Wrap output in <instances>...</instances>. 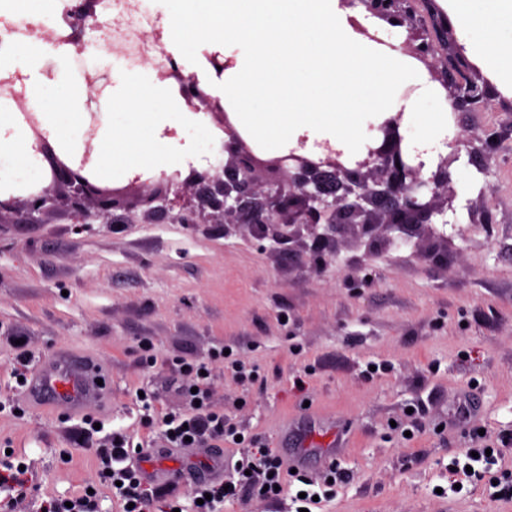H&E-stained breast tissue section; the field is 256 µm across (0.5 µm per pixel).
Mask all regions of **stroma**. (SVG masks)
<instances>
[{
  "label": "stroma",
  "instance_id": "35a3bbf8",
  "mask_svg": "<svg viewBox=\"0 0 512 512\" xmlns=\"http://www.w3.org/2000/svg\"><path fill=\"white\" fill-rule=\"evenodd\" d=\"M448 120L462 137L451 169L470 182L445 263L396 245L370 259L344 249L318 275L174 213H121L80 233L60 211L0 226V459L25 462L43 499L96 484L95 455L73 448L80 417L28 403L16 373L19 347L34 368L64 346L111 377L112 398L92 416L151 448L160 441L145 419L185 407L182 359L208 363L217 409L281 457L307 439L306 471L323 470L324 435L337 428L346 477L315 512H512L481 482L436 491L480 433L512 473V97L495 92ZM484 210L490 224L473 229L470 214ZM223 350L253 368L252 383L225 369ZM153 465L173 470L186 507L208 476L197 455Z\"/></svg>",
  "mask_w": 512,
  "mask_h": 512
}]
</instances>
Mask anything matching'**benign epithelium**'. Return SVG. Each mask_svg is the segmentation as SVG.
Returning <instances> with one entry per match:
<instances>
[{"instance_id": "obj_1", "label": "benign epithelium", "mask_w": 512, "mask_h": 512, "mask_svg": "<svg viewBox=\"0 0 512 512\" xmlns=\"http://www.w3.org/2000/svg\"><path fill=\"white\" fill-rule=\"evenodd\" d=\"M356 1L389 26H402L411 16L408 0H394L390 10L384 8L386 0H342L348 5ZM67 14L76 25L71 42L81 50L85 28L100 32L109 27L96 21L87 24L89 0H77L67 7ZM402 52L432 73L438 69L437 51L424 38L406 41ZM464 64L457 45L449 43L442 83L455 110L492 95L491 85L473 66L470 77L457 80L456 71ZM0 89L23 115L50 172L48 184L35 193L0 196L1 224H39L57 210L65 211L75 224H88L133 210L162 219L176 209L186 224H214L226 233L243 227L254 239L271 241L272 251L286 250L290 258L309 260L317 270L325 266V253H336L341 245L363 246L370 257L398 243L412 247L423 262L446 261L453 248L447 227L448 213L455 212L451 165L457 156L440 158L433 170L427 167L407 146L400 113L377 127L371 146L354 161L327 142L314 152L291 150L268 157L236 130L220 99L191 80L182 84L180 94L192 111L212 120L217 134L227 137L224 166L193 169L182 181L176 172L156 180L137 175L109 186L92 172L96 112H90L85 150L73 159L58 154L44 135L24 91L4 81Z\"/></svg>"}]
</instances>
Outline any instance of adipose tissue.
<instances>
[{"label":"adipose tissue","mask_w":512,"mask_h":512,"mask_svg":"<svg viewBox=\"0 0 512 512\" xmlns=\"http://www.w3.org/2000/svg\"><path fill=\"white\" fill-rule=\"evenodd\" d=\"M63 0H0V80L14 81L59 152L83 146L89 80L107 75L98 110L97 165L108 175L189 172L222 157L208 123L150 65L125 68L98 32L84 49L53 44L41 27ZM148 4L156 33L185 72L212 83L239 130L273 151L331 141L361 153L372 125L403 116V134L423 158L447 149L455 131L448 102L426 70L396 48L400 33L359 34L340 0H131ZM449 15L477 66L512 92V0H449ZM223 54L211 76L204 52ZM48 172L13 104L0 101V192L47 182Z\"/></svg>","instance_id":"ef3b65f1"}]
</instances>
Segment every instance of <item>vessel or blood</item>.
I'll return each instance as SVG.
<instances>
[{"label": "vessel or blood", "mask_w": 512, "mask_h": 512, "mask_svg": "<svg viewBox=\"0 0 512 512\" xmlns=\"http://www.w3.org/2000/svg\"><path fill=\"white\" fill-rule=\"evenodd\" d=\"M107 377L106 369L97 360H78L61 351L35 370L26 397L31 402L51 404L76 415L88 404L107 403Z\"/></svg>", "instance_id": "1"}]
</instances>
